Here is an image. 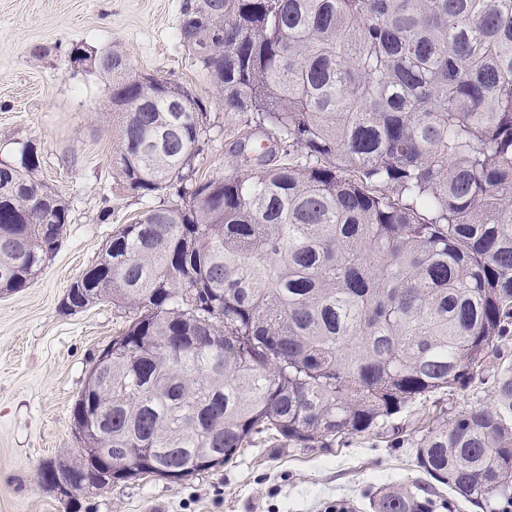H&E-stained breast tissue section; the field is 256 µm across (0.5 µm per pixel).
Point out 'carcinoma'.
I'll return each instance as SVG.
<instances>
[{
    "label": "carcinoma",
    "instance_id": "carcinoma-1",
    "mask_svg": "<svg viewBox=\"0 0 512 512\" xmlns=\"http://www.w3.org/2000/svg\"><path fill=\"white\" fill-rule=\"evenodd\" d=\"M180 32L248 131L236 172L198 177V100L130 82L112 51L113 174L150 205L67 292L134 313L112 381L74 404L76 422L103 413L69 465L79 489L102 488L99 447L130 480L179 482L264 432L386 425L465 385L512 320V0H189ZM39 165L29 144L0 162L1 292L28 287L67 231ZM416 460L467 502L512 504V370ZM373 508L434 503L389 486Z\"/></svg>",
    "mask_w": 512,
    "mask_h": 512
}]
</instances>
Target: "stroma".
Listing matches in <instances>:
<instances>
[{
    "mask_svg": "<svg viewBox=\"0 0 512 512\" xmlns=\"http://www.w3.org/2000/svg\"><path fill=\"white\" fill-rule=\"evenodd\" d=\"M185 2L0 0V161H17L31 144L39 179L70 208L63 243L42 274L0 295V512H328L336 503L372 512L368 491L425 482L413 443L429 425L493 402L498 375L512 367V330L465 386L427 394L384 428L309 447L261 436L180 482L146 475L63 497L39 481L47 461L80 458L72 408L98 355L132 318L108 302L71 312L63 298L113 233L145 209L112 173V80L73 67L72 45L97 56L123 51L134 72L186 87L212 126L196 158L200 175L225 176L239 164L232 144L244 120L225 111L183 45Z\"/></svg>",
    "mask_w": 512,
    "mask_h": 512,
    "instance_id": "stroma-1",
    "label": "stroma"
}]
</instances>
